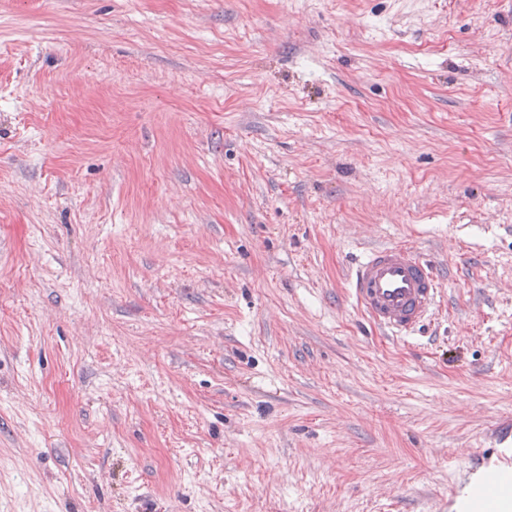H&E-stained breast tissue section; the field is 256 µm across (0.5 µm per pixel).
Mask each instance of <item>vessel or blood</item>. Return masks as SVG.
Masks as SVG:
<instances>
[{"mask_svg": "<svg viewBox=\"0 0 512 512\" xmlns=\"http://www.w3.org/2000/svg\"><path fill=\"white\" fill-rule=\"evenodd\" d=\"M350 293L373 325L409 339L436 308L439 277L431 261L414 248L393 244L369 250L355 263ZM512 468V419L499 423L486 450L466 456L448 487V512H470L491 475Z\"/></svg>", "mask_w": 512, "mask_h": 512, "instance_id": "obj_1", "label": "vessel or blood"}]
</instances>
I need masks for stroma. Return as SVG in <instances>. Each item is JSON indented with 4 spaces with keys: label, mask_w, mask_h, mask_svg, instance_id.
<instances>
[{
    "label": "stroma",
    "mask_w": 512,
    "mask_h": 512,
    "mask_svg": "<svg viewBox=\"0 0 512 512\" xmlns=\"http://www.w3.org/2000/svg\"><path fill=\"white\" fill-rule=\"evenodd\" d=\"M508 415L512 0H0V512H448ZM439 277L414 248L393 244L369 250L355 263L350 293L373 325L409 339L436 308Z\"/></svg>",
    "instance_id": "stroma-1"
}]
</instances>
